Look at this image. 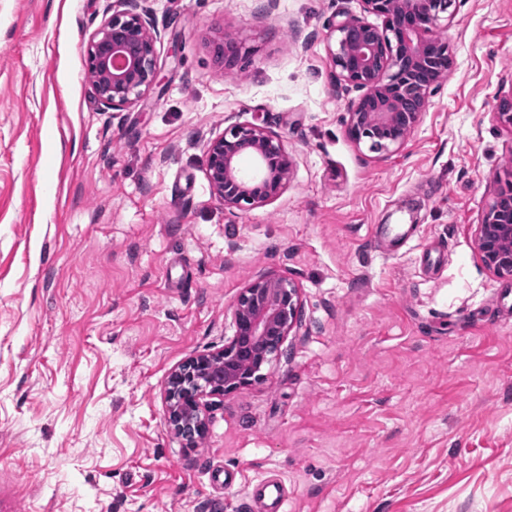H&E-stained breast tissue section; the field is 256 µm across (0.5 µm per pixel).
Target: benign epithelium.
I'll list each match as a JSON object with an SVG mask.
<instances>
[{
  "mask_svg": "<svg viewBox=\"0 0 512 512\" xmlns=\"http://www.w3.org/2000/svg\"><path fill=\"white\" fill-rule=\"evenodd\" d=\"M365 3L369 12L384 17V28L345 15L329 28V53L339 79L360 91L348 103V137L387 154L404 145L439 84L440 57L449 54L438 29L451 21L454 0ZM156 43L157 36L133 9L113 13L90 36L87 75L105 107L124 110L157 87ZM245 159L254 163V173L244 172ZM292 165L282 138L256 124L226 128L206 146L208 182L228 211L278 197ZM475 242L488 269L512 276L511 193L495 191L477 225ZM300 315V289L278 273H266L242 288L231 311L233 334L224 347L192 356L170 372L165 389L168 426L194 444L207 430L212 399L262 380Z\"/></svg>",
  "mask_w": 512,
  "mask_h": 512,
  "instance_id": "1",
  "label": "benign epithelium"
}]
</instances>
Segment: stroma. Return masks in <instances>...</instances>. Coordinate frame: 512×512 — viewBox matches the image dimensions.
I'll list each match as a JSON object with an SVG mask.
<instances>
[{
    "label": "stroma",
    "mask_w": 512,
    "mask_h": 512,
    "mask_svg": "<svg viewBox=\"0 0 512 512\" xmlns=\"http://www.w3.org/2000/svg\"><path fill=\"white\" fill-rule=\"evenodd\" d=\"M133 3L160 83L114 111L84 49L121 0H0V512H252L272 475L283 512H512V277L475 245L512 182V0H456L454 65L385 156L347 137L328 51L339 14L384 27L364 0ZM238 124L293 167L232 213L205 147ZM270 271L301 322L188 446L168 375ZM248 493L259 512H282L288 498V488L282 482L267 478L250 484Z\"/></svg>",
    "instance_id": "35a3bbf8"
}]
</instances>
